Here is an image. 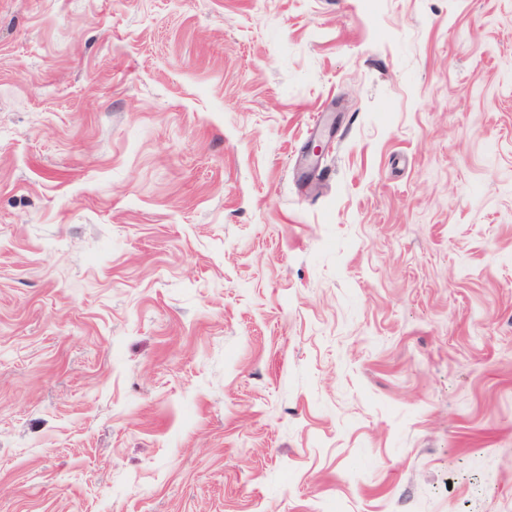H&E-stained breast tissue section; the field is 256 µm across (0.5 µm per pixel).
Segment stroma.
Masks as SVG:
<instances>
[{
  "mask_svg": "<svg viewBox=\"0 0 512 512\" xmlns=\"http://www.w3.org/2000/svg\"><path fill=\"white\" fill-rule=\"evenodd\" d=\"M0 512H512V0H0Z\"/></svg>",
  "mask_w": 512,
  "mask_h": 512,
  "instance_id": "35a3bbf8",
  "label": "stroma"
}]
</instances>
